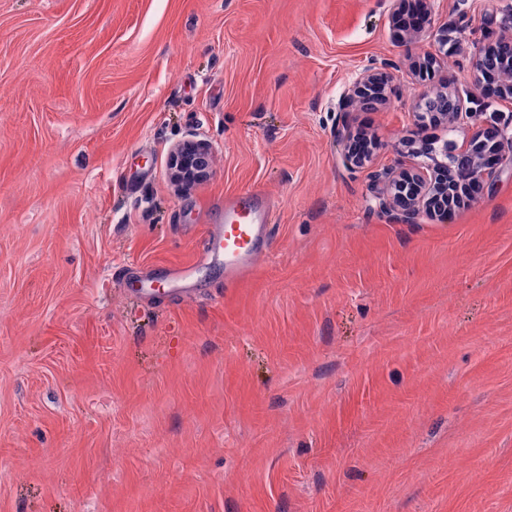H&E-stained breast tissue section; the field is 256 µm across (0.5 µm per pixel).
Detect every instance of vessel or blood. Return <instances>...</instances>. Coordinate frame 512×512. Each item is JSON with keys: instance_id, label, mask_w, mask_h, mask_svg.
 <instances>
[{"instance_id": "vessel-or-blood-1", "label": "vessel or blood", "mask_w": 512, "mask_h": 512, "mask_svg": "<svg viewBox=\"0 0 512 512\" xmlns=\"http://www.w3.org/2000/svg\"><path fill=\"white\" fill-rule=\"evenodd\" d=\"M269 206L267 196L260 193L227 200L223 223L211 226L204 252L223 261L224 277L228 282L245 279L254 258L269 251V226L266 222Z\"/></svg>"}]
</instances>
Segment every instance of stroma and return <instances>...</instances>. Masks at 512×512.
<instances>
[{"label":"stroma","mask_w":512,"mask_h":512,"mask_svg":"<svg viewBox=\"0 0 512 512\" xmlns=\"http://www.w3.org/2000/svg\"><path fill=\"white\" fill-rule=\"evenodd\" d=\"M511 1L431 0L448 54L414 77L389 0H0V512H512V177L370 209L425 89L507 111L470 58ZM386 58L350 171L341 97ZM186 139L213 166L182 192ZM247 190L279 206L231 286L198 256ZM399 67V63L392 60L373 62L357 74L344 92L334 139L342 162L349 170L363 168L378 147L375 140L354 132L349 115L358 106L376 104L379 98L396 95L397 84L389 71ZM212 167V146L202 139L187 140L178 144L171 152L169 168L172 178L203 180L210 174Z\"/></svg>","instance_id":"obj_1"}]
</instances>
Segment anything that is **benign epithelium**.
<instances>
[{
    "mask_svg": "<svg viewBox=\"0 0 512 512\" xmlns=\"http://www.w3.org/2000/svg\"><path fill=\"white\" fill-rule=\"evenodd\" d=\"M418 28L438 47L448 43L445 31L436 26L430 12L423 13ZM504 42L499 38L474 44L471 61L476 88L496 80V71L512 70V56L502 53ZM397 68L396 61L373 62L344 92L334 139L344 166L350 170L364 167L378 143L355 133L349 115L358 107L396 95L397 84L390 71ZM453 85L454 80L448 78L442 89L424 91L419 102L439 98L443 108L440 112H420L418 117L424 123L443 124L451 132L463 133L462 142L435 145L419 136L406 152L408 164L373 175L371 209L395 211L406 224L418 223L422 215L445 218L455 205L476 200L493 178L503 173V163L512 170V113L494 112L482 121L480 113L470 110L452 92ZM211 167L212 146L206 140H187L170 154L169 168L176 181L185 177L202 180L209 176Z\"/></svg>",
    "mask_w": 512,
    "mask_h": 512,
    "instance_id": "benign-epithelium-1",
    "label": "benign epithelium"
}]
</instances>
